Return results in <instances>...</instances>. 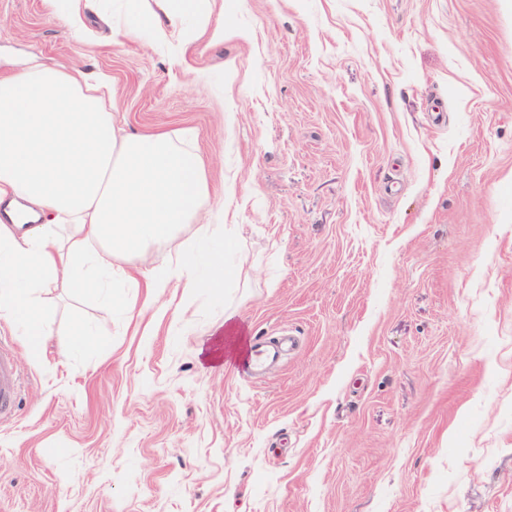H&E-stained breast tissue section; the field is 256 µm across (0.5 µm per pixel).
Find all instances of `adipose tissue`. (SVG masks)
<instances>
[{"label":"adipose tissue","instance_id":"ef3b65f1","mask_svg":"<svg viewBox=\"0 0 512 512\" xmlns=\"http://www.w3.org/2000/svg\"><path fill=\"white\" fill-rule=\"evenodd\" d=\"M122 30L169 40L184 22L224 37L213 17L224 0H161L159 12L128 4ZM108 82L31 60L0 72V319L31 352L46 341L40 294L63 286L127 310L169 289L220 291L232 227L202 222L214 211L205 167L188 130L122 135L104 107ZM191 230L176 258L147 279L136 259Z\"/></svg>","mask_w":512,"mask_h":512}]
</instances>
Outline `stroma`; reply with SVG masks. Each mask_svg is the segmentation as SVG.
<instances>
[{
	"label": "stroma",
	"mask_w": 512,
	"mask_h": 512,
	"mask_svg": "<svg viewBox=\"0 0 512 512\" xmlns=\"http://www.w3.org/2000/svg\"><path fill=\"white\" fill-rule=\"evenodd\" d=\"M123 18L0 0V62L193 129L234 274L146 311L54 288L44 328L97 331L68 360L0 321V512H512V0H224L187 48ZM278 353L277 347L273 343L258 342L254 345L245 365L243 372L247 375H253L269 359L274 358ZM18 375L13 359L0 352V414L7 415L14 408Z\"/></svg>",
	"instance_id": "obj_1"
}]
</instances>
